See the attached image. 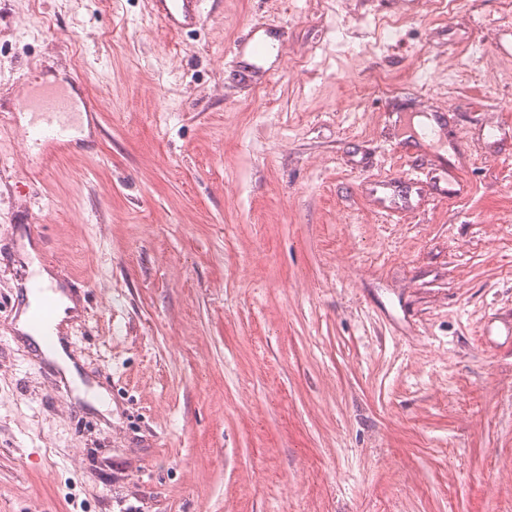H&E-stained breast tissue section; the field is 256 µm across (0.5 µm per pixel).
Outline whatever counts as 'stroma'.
Listing matches in <instances>:
<instances>
[{
  "label": "stroma",
  "instance_id": "35a3bbf8",
  "mask_svg": "<svg viewBox=\"0 0 512 512\" xmlns=\"http://www.w3.org/2000/svg\"><path fill=\"white\" fill-rule=\"evenodd\" d=\"M286 33L239 88L247 25ZM388 35H380L383 25ZM512 0H0V512H512ZM92 99L29 155L19 93ZM467 190L375 208L412 125ZM40 265L99 410L16 329ZM148 13L172 34L201 25L206 0H144Z\"/></svg>",
  "mask_w": 512,
  "mask_h": 512
}]
</instances>
